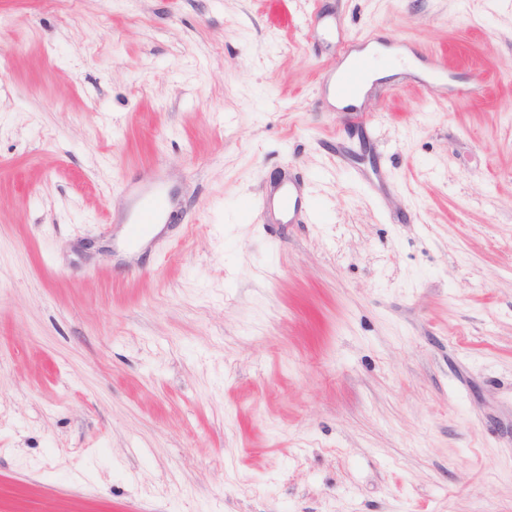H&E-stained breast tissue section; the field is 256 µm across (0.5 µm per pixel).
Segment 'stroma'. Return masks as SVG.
<instances>
[{
    "label": "stroma",
    "mask_w": 512,
    "mask_h": 512,
    "mask_svg": "<svg viewBox=\"0 0 512 512\" xmlns=\"http://www.w3.org/2000/svg\"><path fill=\"white\" fill-rule=\"evenodd\" d=\"M0 512H512V0H0ZM395 54L396 53L394 51L376 44L362 52L360 55L368 58L369 61V71L366 78L367 81L380 78L384 75V73L390 70L387 68V63L390 57L394 56ZM366 62L361 58L352 59L350 62H342L336 72V93L341 98L353 99L357 97L362 88L363 74ZM337 98L339 107L353 104L355 101H346ZM267 205L269 209L276 208L281 211L286 217L288 222L292 221L295 216L301 212L303 208V200L296 190L288 185V189L280 192L276 197L270 196L263 206Z\"/></svg>",
    "instance_id": "stroma-1"
}]
</instances>
